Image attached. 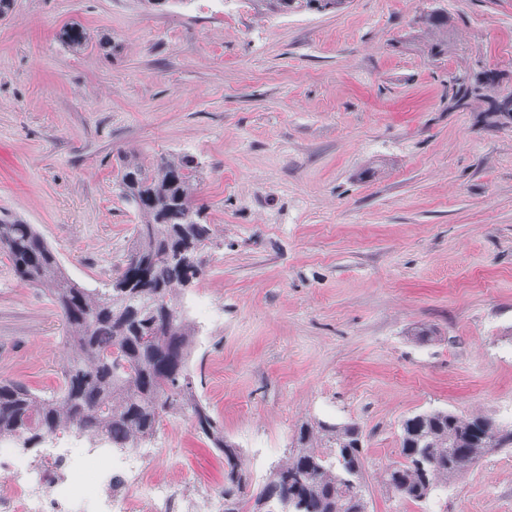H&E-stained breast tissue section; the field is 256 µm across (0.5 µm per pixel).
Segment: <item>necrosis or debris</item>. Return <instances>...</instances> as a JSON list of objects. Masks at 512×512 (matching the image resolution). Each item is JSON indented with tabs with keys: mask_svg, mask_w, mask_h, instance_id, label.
<instances>
[{
	"mask_svg": "<svg viewBox=\"0 0 512 512\" xmlns=\"http://www.w3.org/2000/svg\"><path fill=\"white\" fill-rule=\"evenodd\" d=\"M168 448L109 453L69 433L35 462L0 440V512H221L224 500L192 477L170 482L156 467Z\"/></svg>",
	"mask_w": 512,
	"mask_h": 512,
	"instance_id": "1",
	"label": "necrosis or debris"
}]
</instances>
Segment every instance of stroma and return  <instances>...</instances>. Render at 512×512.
I'll return each instance as SVG.
<instances>
[{"label": "stroma", "mask_w": 512, "mask_h": 512, "mask_svg": "<svg viewBox=\"0 0 512 512\" xmlns=\"http://www.w3.org/2000/svg\"><path fill=\"white\" fill-rule=\"evenodd\" d=\"M435 7L451 18L436 62L404 39ZM70 22L117 53L70 52L57 39ZM481 67L512 95V0L268 18L246 0H15L0 21V217L36 225L98 288L135 224L117 154L193 155L216 244L183 298L220 318L199 325L188 365L249 486L301 423L354 422L367 512H512V446L423 502L382 484L411 416L512 429V126L482 98L452 109L448 89ZM66 339L56 304L0 249V381L57 391ZM158 437L167 475L221 490L224 457L187 418Z\"/></svg>", "instance_id": "35a3bbf8"}]
</instances>
